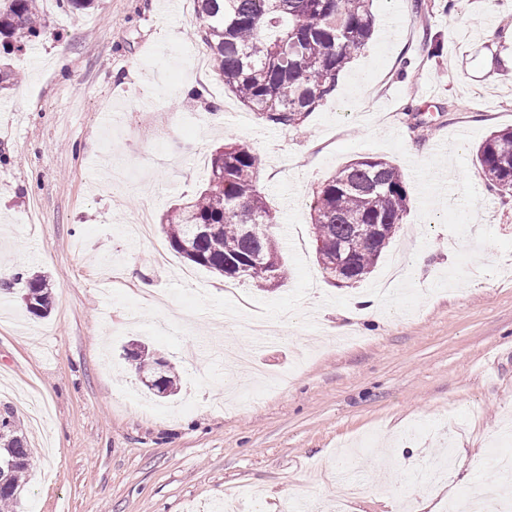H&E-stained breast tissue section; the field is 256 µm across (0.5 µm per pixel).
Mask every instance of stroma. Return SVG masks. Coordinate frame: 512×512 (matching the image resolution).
Returning a JSON list of instances; mask_svg holds the SVG:
<instances>
[{
	"mask_svg": "<svg viewBox=\"0 0 512 512\" xmlns=\"http://www.w3.org/2000/svg\"><path fill=\"white\" fill-rule=\"evenodd\" d=\"M373 0V33L300 129L267 124L214 70L197 0H39L43 34L0 44V264L22 280L0 310V408L35 454L11 512H216L226 491L264 512H399L416 471L455 451L427 512L493 486L512 430V197L475 161L512 127V0ZM440 38L432 54V38ZM120 114L107 124V112ZM251 144L278 212L287 278L261 287L171 252L162 217L205 186L224 140ZM360 154L405 175L411 202L374 271L325 279L310 219L317 185ZM152 213L148 239L128 228ZM166 252L167 265L149 260ZM50 281L48 317L23 279ZM376 296L372 316L362 298ZM275 327L271 348L237 316ZM177 377L146 392L125 346ZM232 341L279 389L224 403V364L188 350Z\"/></svg>",
	"mask_w": 512,
	"mask_h": 512,
	"instance_id": "1",
	"label": "stroma"
}]
</instances>
